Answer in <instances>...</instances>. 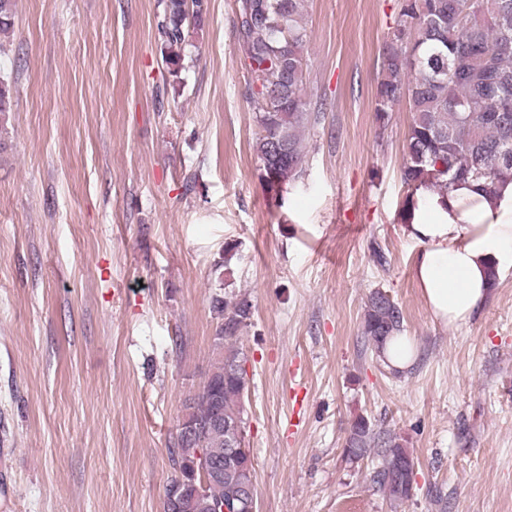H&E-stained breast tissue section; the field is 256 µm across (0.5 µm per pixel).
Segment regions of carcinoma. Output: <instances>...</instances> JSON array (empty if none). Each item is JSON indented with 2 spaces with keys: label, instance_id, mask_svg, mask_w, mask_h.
I'll use <instances>...</instances> for the list:
<instances>
[{
  "label": "carcinoma",
  "instance_id": "1",
  "mask_svg": "<svg viewBox=\"0 0 512 512\" xmlns=\"http://www.w3.org/2000/svg\"><path fill=\"white\" fill-rule=\"evenodd\" d=\"M14 0H0V35L13 23ZM307 0H234L233 26L244 52L245 99L255 112L254 152L264 184L282 186L305 171L306 134L323 103L305 86L304 19ZM204 21L199 0H163L158 30L170 73L182 69L190 28ZM374 93L375 122L387 127L394 108L408 101L412 119L405 138L401 177L411 191L445 196L454 186L481 181L488 190L512 177V0H401L394 27L382 46ZM213 347L219 357L185 409L198 427L178 435L170 463H193L204 454L224 456V429L209 425L215 411L244 413L245 370L234 343L250 325L245 298L215 295ZM403 330L400 308L381 291L370 294L363 335L376 351ZM345 455L380 459L373 481L393 502L412 497L417 462L389 431H374L363 417L351 425ZM252 482L245 463L224 470L198 497L194 512H215L217 502L237 499Z\"/></svg>",
  "mask_w": 512,
  "mask_h": 512
}]
</instances>
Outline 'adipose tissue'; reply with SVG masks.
Wrapping results in <instances>:
<instances>
[{
  "label": "adipose tissue",
  "instance_id": "1",
  "mask_svg": "<svg viewBox=\"0 0 512 512\" xmlns=\"http://www.w3.org/2000/svg\"><path fill=\"white\" fill-rule=\"evenodd\" d=\"M403 232L421 246L416 277L433 318L467 324L488 297L491 272L512 267V181L493 194L479 182L444 197L420 189Z\"/></svg>",
  "mask_w": 512,
  "mask_h": 512
}]
</instances>
